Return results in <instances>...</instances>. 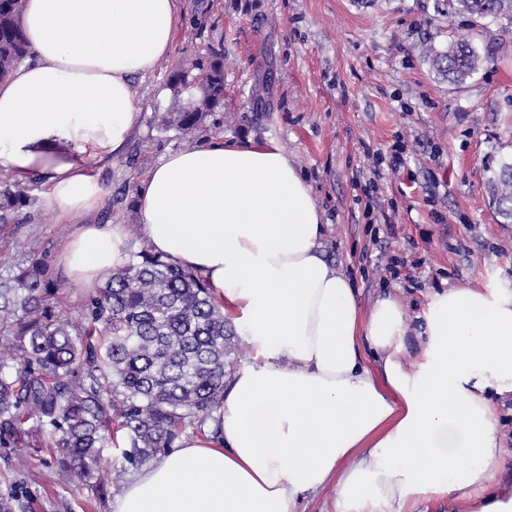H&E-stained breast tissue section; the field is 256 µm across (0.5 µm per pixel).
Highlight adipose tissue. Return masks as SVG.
<instances>
[{
    "label": "adipose tissue",
    "instance_id": "obj_1",
    "mask_svg": "<svg viewBox=\"0 0 512 512\" xmlns=\"http://www.w3.org/2000/svg\"><path fill=\"white\" fill-rule=\"evenodd\" d=\"M178 0H23L31 57L0 82V171L44 180L43 206L72 224L60 260L91 288L128 257L94 168L138 126L134 77L172 48ZM149 248L200 276L250 355L211 433L127 478L113 512H512V452L495 396L512 394V292L448 288L422 330L393 296L362 310L322 251V214L281 145L217 138L140 177Z\"/></svg>",
    "mask_w": 512,
    "mask_h": 512
}]
</instances>
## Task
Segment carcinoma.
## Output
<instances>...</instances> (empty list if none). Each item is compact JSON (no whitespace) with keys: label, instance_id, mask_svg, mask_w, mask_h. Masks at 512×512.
Returning a JSON list of instances; mask_svg holds the SVG:
<instances>
[{"label":"carcinoma","instance_id":"carcinoma-1","mask_svg":"<svg viewBox=\"0 0 512 512\" xmlns=\"http://www.w3.org/2000/svg\"><path fill=\"white\" fill-rule=\"evenodd\" d=\"M437 13L492 17L512 25V0H436ZM21 0H0V80L29 56L18 17ZM421 52L434 72L462 85L487 58L461 35L445 49L432 42ZM224 46L208 45L196 59L194 75L177 70L168 82L193 84L200 95L163 118L166 126L188 133L200 129L204 113L224 107ZM38 179L0 186V228L33 203ZM491 202L505 224H512V160L500 162L488 179ZM0 448L14 453L24 470L23 452L43 443L58 454L70 479L92 483L102 450L118 445L120 469L112 489L123 490V476L172 448L188 429L203 431L224 401V387L236 369L224 304L203 279L143 246L112 267L73 323L58 310L60 280L44 257L15 260L0 253ZM23 508L11 486L0 489V512Z\"/></svg>","mask_w":512,"mask_h":512}]
</instances>
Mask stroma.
<instances>
[{
  "label": "stroma",
  "mask_w": 512,
  "mask_h": 512,
  "mask_svg": "<svg viewBox=\"0 0 512 512\" xmlns=\"http://www.w3.org/2000/svg\"><path fill=\"white\" fill-rule=\"evenodd\" d=\"M170 56L134 79L139 128L124 152L94 174L108 193L99 224H138V178L168 152L224 137L274 139L307 178L325 224L326 259L357 290L362 308L397 297L418 328L430 293L457 287L512 290V224L486 191L491 168L512 158V36L490 18L442 16L435 0H180ZM198 12L224 44V110L206 113V137L163 129L186 90L166 76L183 59ZM472 34L491 61L466 84L432 72L424 39L446 47ZM0 248L46 257L72 232L42 203L26 210ZM17 471L0 448V487L13 485L28 512H112L113 499L67 481L51 449L31 448Z\"/></svg>",
  "instance_id": "obj_1"
}]
</instances>
